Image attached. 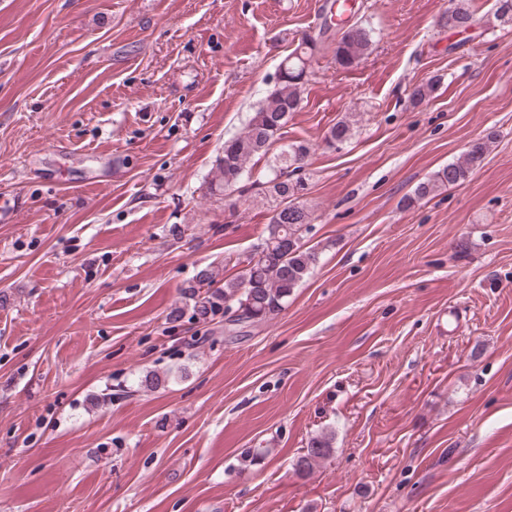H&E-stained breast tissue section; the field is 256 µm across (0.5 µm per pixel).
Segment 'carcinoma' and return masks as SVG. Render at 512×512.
Here are the masks:
<instances>
[{"label":"carcinoma","mask_w":512,"mask_h":512,"mask_svg":"<svg viewBox=\"0 0 512 512\" xmlns=\"http://www.w3.org/2000/svg\"><path fill=\"white\" fill-rule=\"evenodd\" d=\"M474 16L470 0H454L453 7L442 17L441 25L446 27L451 23L471 22ZM374 35V30L362 18L352 15L331 44L336 65L342 69L357 65L370 51ZM321 44L319 38L303 35L293 51L281 60L274 88L253 112L245 131L224 141L223 155L216 159L208 182L210 194L228 191L249 176L254 163L272 156V176L265 179L259 177L251 182V186L257 187L272 201L264 241L274 236L276 242L261 255H251L242 274L234 278L223 281L217 279L213 270H201L195 283L188 289L189 294L197 298L193 310L195 319L205 322L235 308L242 311L245 322L263 323L282 310L288 297L319 263V249L303 242V232L305 226L311 223V215L303 204L296 201L300 182L293 179L295 172L304 167L311 147L302 142L280 148L276 144L282 139L281 130L288 123V114L301 108L308 82V66L315 54L320 52ZM350 136L349 123L339 121L330 128L327 143H343ZM487 149L485 142L472 144L461 158L420 183L407 203L462 184L481 165ZM332 452L333 436L329 433L316 435L297 458L295 469L307 476Z\"/></svg>","instance_id":"carcinoma-1"}]
</instances>
